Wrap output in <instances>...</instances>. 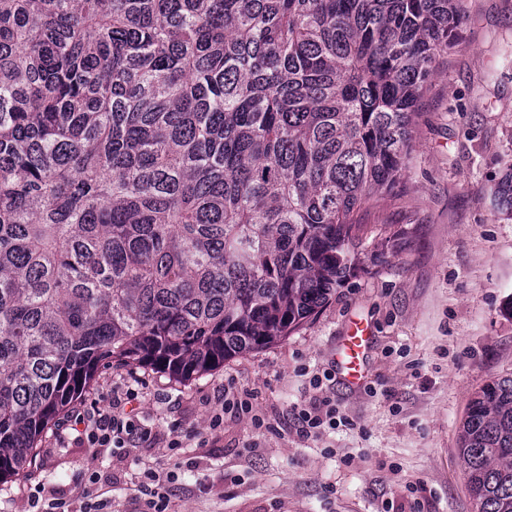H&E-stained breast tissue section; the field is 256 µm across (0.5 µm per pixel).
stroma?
I'll return each mask as SVG.
<instances>
[{"label":"stroma","mask_w":512,"mask_h":512,"mask_svg":"<svg viewBox=\"0 0 512 512\" xmlns=\"http://www.w3.org/2000/svg\"><path fill=\"white\" fill-rule=\"evenodd\" d=\"M461 11L458 43L421 97L407 178L367 207L369 236L404 231L410 247L349 280L271 348L186 383L110 366L84 396L105 410L113 384L140 378L141 417L161 431L178 419L206 433V445L191 440L175 452L182 467L170 512H474L459 425L474 393L512 372V215L493 203L512 159V0H462ZM355 315L376 336L360 390L324 378ZM230 378L257 392L271 430L228 415L209 431L203 399ZM315 398L335 404L336 425L305 440L293 409ZM166 453L161 438L96 454L49 428L35 466L0 484V512H24L30 494L83 512L75 479L86 471L120 512H140L125 485L139 463Z\"/></svg>","instance_id":"1"}]
</instances>
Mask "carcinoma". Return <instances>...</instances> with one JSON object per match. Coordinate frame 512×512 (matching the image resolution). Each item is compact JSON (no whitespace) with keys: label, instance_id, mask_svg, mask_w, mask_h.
Returning a JSON list of instances; mask_svg holds the SVG:
<instances>
[{"label":"carcinoma","instance_id":"1","mask_svg":"<svg viewBox=\"0 0 512 512\" xmlns=\"http://www.w3.org/2000/svg\"><path fill=\"white\" fill-rule=\"evenodd\" d=\"M460 2L0 0V480L105 361L199 376L380 262L363 206ZM458 451L475 512H512V374Z\"/></svg>","mask_w":512,"mask_h":512}]
</instances>
